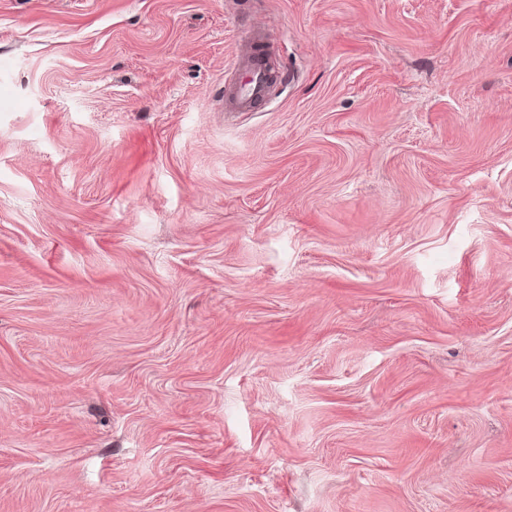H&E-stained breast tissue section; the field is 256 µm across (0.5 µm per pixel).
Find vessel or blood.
Segmentation results:
<instances>
[{
    "label": "vessel or blood",
    "instance_id": "vessel-or-blood-1",
    "mask_svg": "<svg viewBox=\"0 0 512 512\" xmlns=\"http://www.w3.org/2000/svg\"><path fill=\"white\" fill-rule=\"evenodd\" d=\"M262 34L248 36L238 47L237 67L244 74L242 83L231 86L224 94V108L229 112L255 110L264 99L269 76L264 62Z\"/></svg>",
    "mask_w": 512,
    "mask_h": 512
}]
</instances>
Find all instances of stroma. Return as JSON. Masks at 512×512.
<instances>
[{
    "mask_svg": "<svg viewBox=\"0 0 512 512\" xmlns=\"http://www.w3.org/2000/svg\"><path fill=\"white\" fill-rule=\"evenodd\" d=\"M0 512H512V0H0ZM263 35H249L238 47L237 68L244 74L241 84H234L224 94L228 112L254 111L265 98L269 76L264 62Z\"/></svg>",
    "mask_w": 512,
    "mask_h": 512,
    "instance_id": "35a3bbf8",
    "label": "stroma"
}]
</instances>
